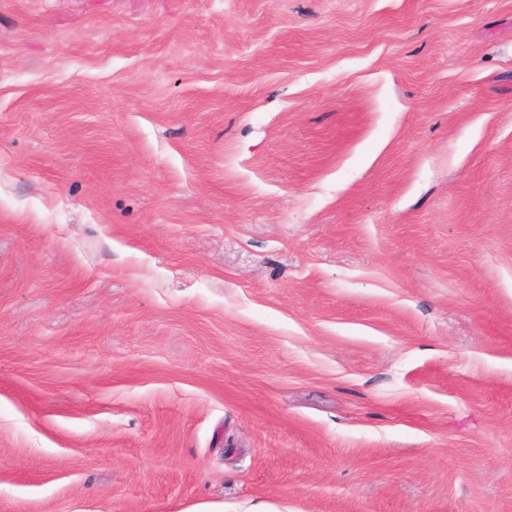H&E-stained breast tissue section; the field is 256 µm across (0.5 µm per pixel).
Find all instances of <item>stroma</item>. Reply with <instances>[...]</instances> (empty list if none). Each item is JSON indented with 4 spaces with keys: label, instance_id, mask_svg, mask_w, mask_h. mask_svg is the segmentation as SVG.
Instances as JSON below:
<instances>
[{
    "label": "stroma",
    "instance_id": "1",
    "mask_svg": "<svg viewBox=\"0 0 512 512\" xmlns=\"http://www.w3.org/2000/svg\"><path fill=\"white\" fill-rule=\"evenodd\" d=\"M0 512H512V0H0Z\"/></svg>",
    "mask_w": 512,
    "mask_h": 512
}]
</instances>
